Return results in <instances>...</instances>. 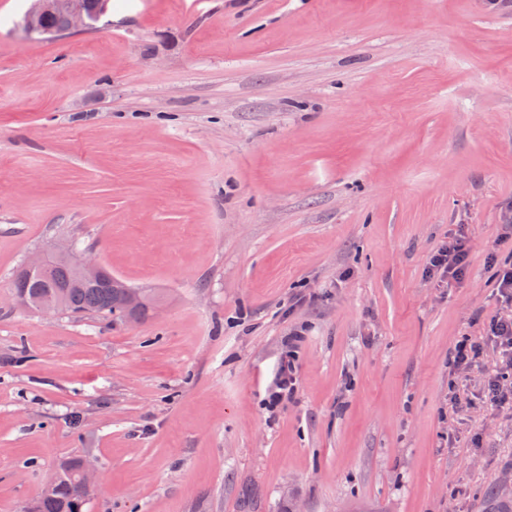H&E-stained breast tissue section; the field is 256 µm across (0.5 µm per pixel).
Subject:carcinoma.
Returning <instances> with one entry per match:
<instances>
[{
  "instance_id": "cac0c4a2",
  "label": "carcinoma",
  "mask_w": 512,
  "mask_h": 512,
  "mask_svg": "<svg viewBox=\"0 0 512 512\" xmlns=\"http://www.w3.org/2000/svg\"><path fill=\"white\" fill-rule=\"evenodd\" d=\"M74 278L73 264L59 261L48 276L30 275L22 267L16 272L13 282L21 287L34 310L38 303L59 297L66 314L95 313L116 320H128V310L117 293L99 286L75 287ZM78 460L79 456L75 455L59 463L52 491L34 498L35 512H83L84 500L90 498L93 492L84 493L77 488L75 470ZM487 495V512H512V498L503 497L497 485H491Z\"/></svg>"
}]
</instances>
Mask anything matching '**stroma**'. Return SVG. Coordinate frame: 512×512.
<instances>
[{"label": "stroma", "mask_w": 512, "mask_h": 512, "mask_svg": "<svg viewBox=\"0 0 512 512\" xmlns=\"http://www.w3.org/2000/svg\"><path fill=\"white\" fill-rule=\"evenodd\" d=\"M29 6L0 0V512L74 455L85 512H484L512 370L485 346L454 407L448 360L512 265V0H112L56 38ZM59 243L160 311L18 306ZM468 255L466 238L449 237L430 256L428 272L433 277L458 280L462 276ZM302 334L298 330L288 333L283 346L284 351L273 386L267 394L266 408L275 412L283 407L284 403L292 398L297 391V349L302 341Z\"/></svg>", "instance_id": "35a3bbf8"}]
</instances>
